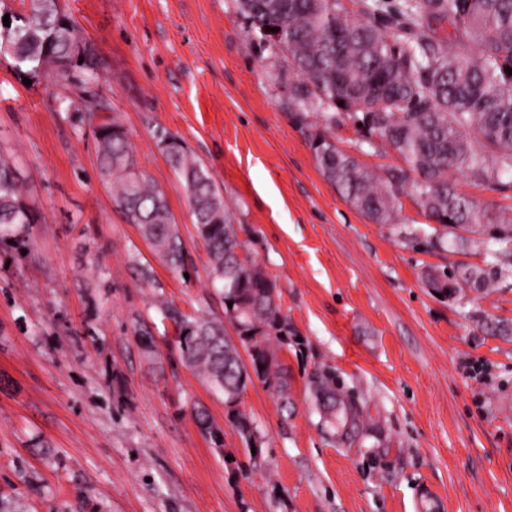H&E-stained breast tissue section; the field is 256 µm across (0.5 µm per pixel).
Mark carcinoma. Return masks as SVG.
<instances>
[{
	"instance_id": "obj_1",
	"label": "carcinoma",
	"mask_w": 512,
	"mask_h": 512,
	"mask_svg": "<svg viewBox=\"0 0 512 512\" xmlns=\"http://www.w3.org/2000/svg\"><path fill=\"white\" fill-rule=\"evenodd\" d=\"M247 36L259 54L279 60L283 104L293 120L308 127L310 115L324 131L308 133L316 164L355 210L375 224H395L402 197L441 228L481 232L486 224L509 229L512 218L491 212L462 194L455 175L493 191L512 189V0H235ZM75 22L53 0H28L12 13L8 31L0 27L3 56L24 73L36 74L44 59L68 81L73 68L91 71L93 53L78 55L67 28ZM281 29L274 43L266 32ZM352 125L357 146L387 145L406 167L380 174L340 150L332 130ZM96 160L112 203L171 268L184 274L193 262L163 189L136 163L127 129L116 113L95 125ZM183 188L198 238L206 248L210 284L226 302L224 315L238 325L239 342L225 335L224 322L202 312L186 315L161 295L157 308L181 330L177 348L183 366L197 372L230 408L228 421L246 450L251 434L239 407L250 373L291 404L288 368L278 352L288 344V317L276 282L242 260L245 242L233 215L201 163L166 131L158 135ZM40 218L22 204L12 162L0 154V244L25 246ZM495 260L494 276L512 277V233L484 241ZM232 306H227V303ZM248 354L250 365L241 359ZM252 370H247V367ZM322 430L342 443L364 427L362 412L336 390L324 370L309 380ZM199 429L214 435L207 410L193 407Z\"/></svg>"
}]
</instances>
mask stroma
I'll return each mask as SVG.
<instances>
[{"label": "stroma", "mask_w": 512, "mask_h": 512, "mask_svg": "<svg viewBox=\"0 0 512 512\" xmlns=\"http://www.w3.org/2000/svg\"><path fill=\"white\" fill-rule=\"evenodd\" d=\"M95 44L97 74L31 85L0 61V152L41 217L25 254L0 246V505L8 512H512V277L471 234L444 246L411 199L374 224L321 175L282 103L272 57L232 0H60ZM120 113L139 168L162 188L195 266L153 252L115 208L96 162L88 101ZM177 135L224 194L248 255L281 293L292 407L263 386L240 408L186 369L156 292L224 316L207 255L159 130ZM338 148L368 168L394 150ZM154 270L153 282L139 270ZM469 266L492 287L437 297L431 272ZM153 334L145 347L136 323ZM332 369L366 432L332 442L308 385ZM205 407L224 434L195 425Z\"/></svg>", "instance_id": "1"}]
</instances>
